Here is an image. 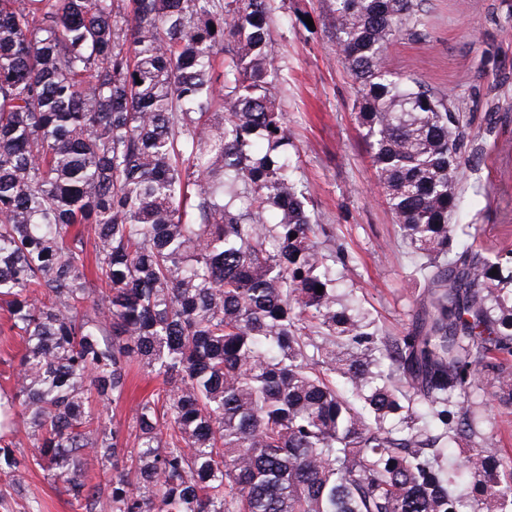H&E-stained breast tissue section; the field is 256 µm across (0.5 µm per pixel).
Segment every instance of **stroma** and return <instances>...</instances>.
I'll use <instances>...</instances> for the list:
<instances>
[{"label": "stroma", "mask_w": 512, "mask_h": 512, "mask_svg": "<svg viewBox=\"0 0 512 512\" xmlns=\"http://www.w3.org/2000/svg\"><path fill=\"white\" fill-rule=\"evenodd\" d=\"M333 0H281L271 27L277 104L288 125L297 176L309 187V210L332 226L350 260L336 269L337 295L361 299L368 316L393 332L411 320L422 282L412 281L408 249L394 233L356 121L357 86L335 52ZM422 35L394 41L385 64L392 72L454 93L471 135L461 146L470 164L455 220L471 224L485 243L501 240L512 219V0H423ZM158 380L133 367L123 399L107 413L128 428L133 408L155 394ZM0 478V512H77L62 484L29 464Z\"/></svg>", "instance_id": "stroma-1"}]
</instances>
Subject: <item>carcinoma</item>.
Listing matches in <instances>:
<instances>
[{
    "instance_id": "1",
    "label": "carcinoma",
    "mask_w": 512,
    "mask_h": 512,
    "mask_svg": "<svg viewBox=\"0 0 512 512\" xmlns=\"http://www.w3.org/2000/svg\"><path fill=\"white\" fill-rule=\"evenodd\" d=\"M274 3L0 0V301L24 344L0 474L20 422L81 512H512L486 426L512 408V246L455 248L468 123L385 65L421 36L418 0L331 14L424 283L399 334L336 297L348 253L320 244L288 154ZM134 362L162 387L130 441L89 404Z\"/></svg>"
}]
</instances>
